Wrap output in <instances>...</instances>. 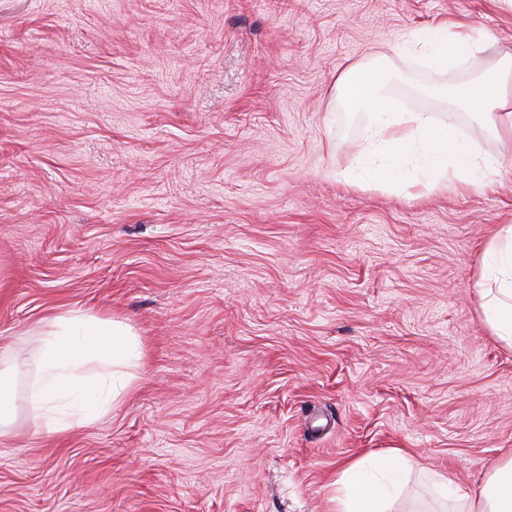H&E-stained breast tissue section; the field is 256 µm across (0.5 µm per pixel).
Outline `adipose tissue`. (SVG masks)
Returning <instances> with one entry per match:
<instances>
[{"mask_svg": "<svg viewBox=\"0 0 512 512\" xmlns=\"http://www.w3.org/2000/svg\"><path fill=\"white\" fill-rule=\"evenodd\" d=\"M468 30L437 27L430 39L434 64L445 65L468 51ZM386 71L372 63L351 67L343 77L342 99L349 111L378 114L366 139L379 156L377 176L400 169L407 158L419 157L434 183L466 180L480 185L494 168L480 146L464 141L451 124H437L431 113L402 112L384 94ZM512 83V57L501 60L481 80L462 81L449 91L457 108L485 116L496 133L512 130L505 95ZM483 266L491 276L479 289L483 319L491 334L512 348V225H504L484 251ZM41 344L32 360L38 374L28 388L29 418L47 434L82 428L111 412L132 388L141 359L132 327L122 321L81 311H59L41 319L32 330ZM15 346L0 350V436L11 434L15 421L13 361ZM400 453L345 466L336 477V512H388L389 493L378 470L398 466ZM440 497L451 498L455 512H512V459L496 467L480 487L468 488L441 480Z\"/></svg>", "mask_w": 512, "mask_h": 512, "instance_id": "obj_1", "label": "adipose tissue"}]
</instances>
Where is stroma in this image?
I'll use <instances>...</instances> for the list:
<instances>
[{
    "mask_svg": "<svg viewBox=\"0 0 512 512\" xmlns=\"http://www.w3.org/2000/svg\"><path fill=\"white\" fill-rule=\"evenodd\" d=\"M472 27L448 69L406 54ZM512 56V0H0V346L61 310L138 332L133 391L0 438V512H333L343 464L401 450L392 512L512 458V349L476 284L512 224V149L439 89ZM396 106L503 159L495 181L363 175Z\"/></svg>",
    "mask_w": 512,
    "mask_h": 512,
    "instance_id": "obj_1",
    "label": "stroma"
}]
</instances>
